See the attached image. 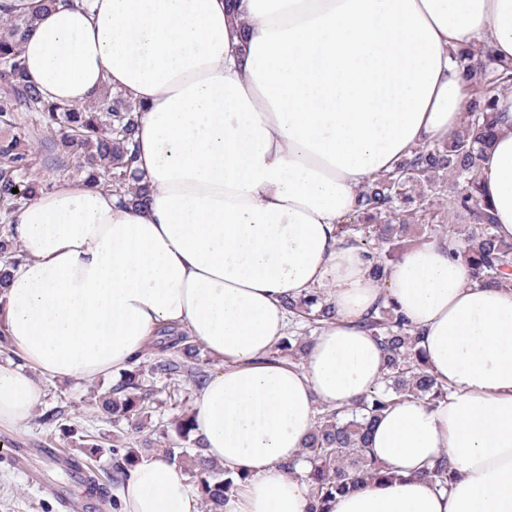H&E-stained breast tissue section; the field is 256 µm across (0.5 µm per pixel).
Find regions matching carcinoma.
Listing matches in <instances>:
<instances>
[{"label":"carcinoma","instance_id":"obj_1","mask_svg":"<svg viewBox=\"0 0 512 512\" xmlns=\"http://www.w3.org/2000/svg\"><path fill=\"white\" fill-rule=\"evenodd\" d=\"M29 25V20L13 19L5 23L0 36V79L10 87V97L0 102V126H15L16 112H37L48 130L67 129L59 140L62 154L77 160L94 184L123 189L136 197L143 190L129 182V170L134 161L130 145L135 133L138 108L120 93L105 89L101 96L86 107H76L45 100L38 87L26 79L16 36ZM458 62L464 81L471 87L469 112L462 131L441 145L417 149L413 157L397 171L379 176L358 201V212L365 215L367 224H343L341 232L353 231L364 238L378 241L383 254L377 256L375 274L384 276L387 262L396 258L405 234L406 223L392 224L389 215L401 208L405 200L414 203V209L425 208L426 199L419 194L409 198L408 188L423 181H431V174H446L455 182L454 191L441 199V204L458 223L444 225L421 224L420 233L458 235L467 243L462 255L470 267L472 277L485 286L512 289V243L498 239L494 216L482 204L479 195V159L495 137L497 113L495 101L504 87L512 82V65L496 60L490 50L481 54L463 50ZM30 143L25 132H15L0 139V206L3 224L18 206L31 201L40 184L29 178L26 161ZM18 193H12V188ZM0 285L4 268L20 260L16 248L8 238L0 240ZM319 298L289 300V317L300 320L309 317L319 324L335 316L327 305H318ZM320 309H314V306ZM365 329L380 344L387 356L388 372L381 390L361 398L349 407L317 411L315 428L305 444L301 460L308 464L307 479L312 487L315 505L312 512H330L336 495L349 492L365 481L389 478V473L368 454L370 431L382 412L391 404L392 397L414 395L431 403L443 400L448 388L437 382L427 371L415 349L416 332L392 305L380 304L361 321ZM309 337L291 335L270 354L273 360L292 364L302 359ZM164 349H174L178 360H157L148 368L141 364L123 374L112 390L100 397L104 412L115 420H126L136 430L144 428L143 417L151 401L150 389L145 385V374L153 377L182 373L188 381L200 385L205 379L199 367L200 347L186 335L163 336ZM163 457L184 471L190 483L198 490L204 512H224V500L238 487V479L226 474L206 459L200 440L192 448H166ZM112 482L129 476L141 461L127 432L112 435ZM423 475L445 487L448 483V461L442 459Z\"/></svg>","mask_w":512,"mask_h":512}]
</instances>
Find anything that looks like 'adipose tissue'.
<instances>
[{"mask_svg": "<svg viewBox=\"0 0 512 512\" xmlns=\"http://www.w3.org/2000/svg\"><path fill=\"white\" fill-rule=\"evenodd\" d=\"M9 15L32 20L20 59L45 100L108 87L136 104L145 192L64 183L14 214L24 260L0 286V329L26 367L0 363V428L31 417L41 379L111 376L175 328L217 365L191 418L204 455L246 477L224 512H310L303 470L285 464L318 407L382 387L385 353L360 322L390 300L449 393L393 400L370 436L389 479L332 512H512V290L477 282L435 237L379 280L339 234L376 177L460 127L459 49L512 62V0H0ZM497 111L479 196L512 241V92ZM316 291L335 320L302 365L270 360L287 301ZM443 458L445 489L421 474ZM113 498L120 512H201L159 455Z\"/></svg>", "mask_w": 512, "mask_h": 512, "instance_id": "adipose-tissue-1", "label": "adipose tissue"}]
</instances>
